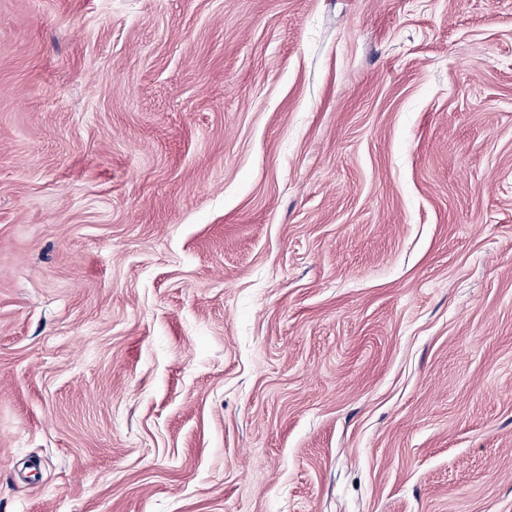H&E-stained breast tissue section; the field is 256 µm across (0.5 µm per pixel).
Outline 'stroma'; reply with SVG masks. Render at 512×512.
<instances>
[{
    "instance_id": "stroma-1",
    "label": "stroma",
    "mask_w": 512,
    "mask_h": 512,
    "mask_svg": "<svg viewBox=\"0 0 512 512\" xmlns=\"http://www.w3.org/2000/svg\"><path fill=\"white\" fill-rule=\"evenodd\" d=\"M0 512H512V0H0Z\"/></svg>"
}]
</instances>
